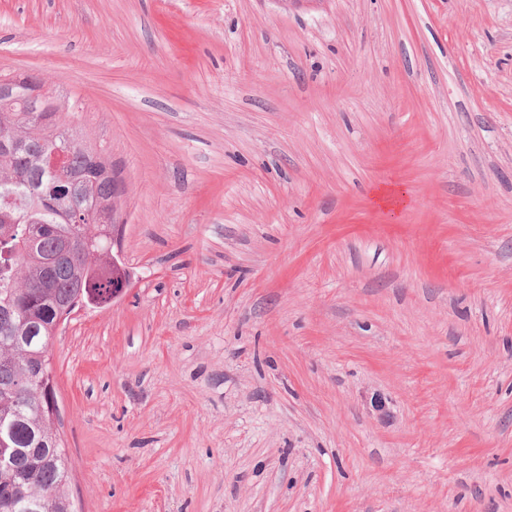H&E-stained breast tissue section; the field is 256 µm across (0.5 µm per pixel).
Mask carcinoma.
<instances>
[{"label":"carcinoma","mask_w":512,"mask_h":512,"mask_svg":"<svg viewBox=\"0 0 512 512\" xmlns=\"http://www.w3.org/2000/svg\"><path fill=\"white\" fill-rule=\"evenodd\" d=\"M54 98L30 112L22 98L0 100V132L19 142L0 152V512L32 501L33 512H73L68 452L58 407L35 378L53 372L50 346L61 322L80 306L108 303L119 225L112 163L64 138L72 131ZM58 149L76 180L62 192L43 165Z\"/></svg>","instance_id":"obj_1"}]
</instances>
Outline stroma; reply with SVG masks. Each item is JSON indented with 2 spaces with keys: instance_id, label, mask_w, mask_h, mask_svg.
<instances>
[{
  "instance_id": "obj_1",
  "label": "stroma",
  "mask_w": 512,
  "mask_h": 512,
  "mask_svg": "<svg viewBox=\"0 0 512 512\" xmlns=\"http://www.w3.org/2000/svg\"><path fill=\"white\" fill-rule=\"evenodd\" d=\"M18 74L132 275L51 345L75 512H512V0H0Z\"/></svg>"
}]
</instances>
